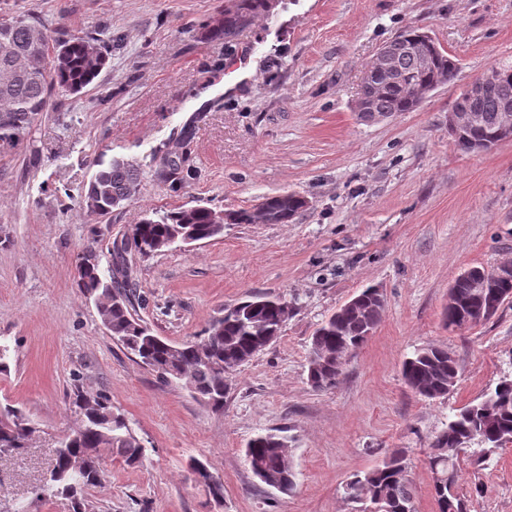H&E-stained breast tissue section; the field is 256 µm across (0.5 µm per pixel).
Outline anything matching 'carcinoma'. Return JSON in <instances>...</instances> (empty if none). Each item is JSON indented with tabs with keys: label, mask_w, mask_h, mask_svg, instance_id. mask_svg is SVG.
Instances as JSON below:
<instances>
[{
	"label": "carcinoma",
	"mask_w": 512,
	"mask_h": 512,
	"mask_svg": "<svg viewBox=\"0 0 512 512\" xmlns=\"http://www.w3.org/2000/svg\"><path fill=\"white\" fill-rule=\"evenodd\" d=\"M272 0H234L224 13V22L211 35L228 37L249 25L253 18L267 13ZM401 73L415 84L452 80L457 62L438 44L416 29H408L388 42ZM431 57L424 68L419 58ZM108 46L93 37L74 36L51 43L48 30L32 16H18L0 22V148H15L37 115L48 111L51 92L78 93L98 78L108 62ZM490 90L474 97L463 90L456 105L476 115L475 122L455 138L465 153L491 149L502 129L501 108L512 104V67H493ZM368 96L380 116L411 112L418 102L409 91L392 87ZM161 164L157 178L175 190L185 178L184 159L171 161L177 154L159 150ZM83 203L86 211L105 217L132 199L139 191L141 164L133 159L113 157L98 160ZM306 207V200L294 193L265 198L252 209L226 213L222 209L194 206L152 212L131 225L128 237L112 246V269L104 272L99 264L98 242L88 244L76 266L79 288L97 300L102 322L112 337L154 371L163 382L179 381L201 402L215 410L224 407L226 374L248 362L274 342L286 322L284 301L270 296H251L224 309V316L213 321L199 341L173 342L156 335L136 317V292L132 288V256L163 252L189 237L199 241L224 233V222L231 224H286ZM469 272L487 276V294L468 287L460 275L448 290L452 305L444 311L448 326L472 328L490 320L501 306L512 300V275L495 276L479 267ZM384 299L374 288H366L326 317L315 329L308 348V383L316 390L336 384L344 357L356 352L381 320ZM458 373L448 358V349L427 345L414 351L402 365L407 386L426 399L448 394L451 380ZM72 404L79 422L57 445L52 467L50 499L66 496L72 512H88L84 491L98 484L103 476L102 461L119 459L128 466L141 463L144 448L125 419L112 411L100 394L80 387L73 392ZM35 427L16 407H0V454L29 445ZM512 443V376H504L479 401L471 402L448 419L435 436L428 456L433 498L438 512H467V500L458 492L459 454L476 446L481 455ZM245 457L252 473L265 485L281 492L294 486V473L288 441L274 433H261L249 440ZM200 477L216 499L223 497L224 485L208 481L207 466L196 462ZM345 497L365 505L367 512H416L415 488L402 456L392 454L378 466L355 475L344 485Z\"/></svg>",
	"instance_id": "1"
}]
</instances>
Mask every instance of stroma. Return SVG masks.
Segmentation results:
<instances>
[{
  "instance_id": "35a3bbf8",
  "label": "stroma",
  "mask_w": 512,
  "mask_h": 512,
  "mask_svg": "<svg viewBox=\"0 0 512 512\" xmlns=\"http://www.w3.org/2000/svg\"><path fill=\"white\" fill-rule=\"evenodd\" d=\"M228 0H0V22L35 14L53 36L112 43L109 62L77 94L52 93L12 150L0 152V405L37 431L0 456V512H72L38 499L56 443L76 425L73 384L107 396L144 447L142 464L104 460L87 491L90 512H358L347 479L394 453L405 457L418 512H437L427 460L456 409L512 374V303L470 329L443 320L464 269L512 262V141L458 149L448 114L488 69L512 65V0H275L230 39L210 28ZM429 34L460 62L450 83L413 111L364 120L361 78L405 30ZM248 66L225 88L230 59ZM181 146L192 170L178 191L155 156ZM133 157L137 195L104 218L82 206L96 159ZM292 192L307 205L286 224H228L223 235L136 259L135 309L174 342L198 339L225 307L276 295L289 316L278 339L228 377L220 410L161 382L112 339L75 266L98 241L110 248L151 210L248 209ZM384 298L367 342L334 387L307 382L317 325L362 289ZM447 348L460 372L428 400L401 365L425 345ZM281 430L291 491L261 483L247 442ZM224 483L214 499L192 472ZM470 512H512V446L489 460L459 456Z\"/></svg>"
}]
</instances>
